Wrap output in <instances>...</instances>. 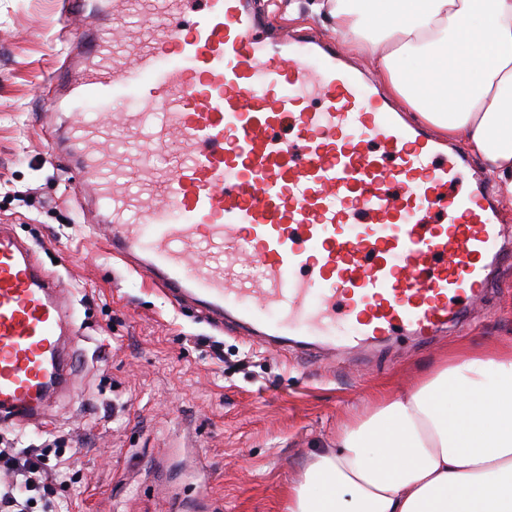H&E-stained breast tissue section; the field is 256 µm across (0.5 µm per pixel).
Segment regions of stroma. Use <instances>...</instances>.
<instances>
[{"mask_svg":"<svg viewBox=\"0 0 512 512\" xmlns=\"http://www.w3.org/2000/svg\"><path fill=\"white\" fill-rule=\"evenodd\" d=\"M282 33L334 40L327 17L288 16L259 0ZM82 23L60 0H0V224L69 287L84 342L69 393L43 423L0 427L1 448H44L67 474L38 502L69 512H285L288 486L374 396L406 391L443 354L512 345V266H502L465 322L424 341L336 353L273 350L209 324L109 254L100 218L73 201L45 115L46 79Z\"/></svg>","mask_w":512,"mask_h":512,"instance_id":"obj_1","label":"stroma"}]
</instances>
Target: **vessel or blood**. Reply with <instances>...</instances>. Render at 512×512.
I'll list each match as a JSON object with an SVG mask.
<instances>
[{"label":"vessel or blood","mask_w":512,"mask_h":512,"mask_svg":"<svg viewBox=\"0 0 512 512\" xmlns=\"http://www.w3.org/2000/svg\"><path fill=\"white\" fill-rule=\"evenodd\" d=\"M46 106L112 254L267 345L331 352L457 326L491 283L497 198L312 39L267 40L254 0H99ZM109 114L104 123L100 114ZM60 281L0 225V423L69 391Z\"/></svg>","instance_id":"b4317fda"}]
</instances>
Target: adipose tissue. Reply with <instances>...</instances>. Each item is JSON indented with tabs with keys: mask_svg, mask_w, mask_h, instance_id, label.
Segmentation results:
<instances>
[{
	"mask_svg": "<svg viewBox=\"0 0 512 512\" xmlns=\"http://www.w3.org/2000/svg\"><path fill=\"white\" fill-rule=\"evenodd\" d=\"M413 119L512 199V0H310ZM415 68L407 69L403 60ZM286 512H512V347L442 357L313 454Z\"/></svg>",
	"mask_w": 512,
	"mask_h": 512,
	"instance_id": "obj_1",
	"label": "adipose tissue"
}]
</instances>
